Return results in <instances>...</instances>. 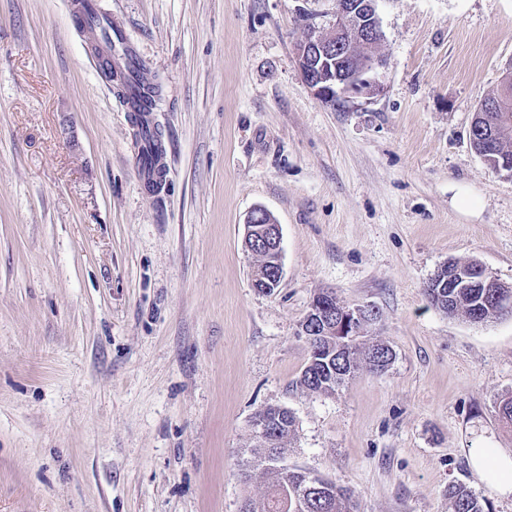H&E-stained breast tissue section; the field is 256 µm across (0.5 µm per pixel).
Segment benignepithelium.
<instances>
[{"label": "benign epithelium", "mask_w": 512, "mask_h": 512, "mask_svg": "<svg viewBox=\"0 0 512 512\" xmlns=\"http://www.w3.org/2000/svg\"><path fill=\"white\" fill-rule=\"evenodd\" d=\"M303 21L306 36L296 45V57L305 83L319 99L336 106L380 92V71L386 60L366 51L383 37L376 0H333L329 10L303 11ZM510 110L512 65L506 70L501 92L480 103L471 128H479L492 141L502 127L512 123ZM245 248L250 252L261 249L274 256L276 281L270 286L277 287L283 273L281 236L269 212L256 209L248 216ZM311 314L316 325L303 335L313 337L320 324L331 333L342 324L363 322L367 308L356 306L336 312L315 299Z\"/></svg>", "instance_id": "benign-epithelium-1"}]
</instances>
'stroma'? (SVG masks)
<instances>
[{
    "mask_svg": "<svg viewBox=\"0 0 512 512\" xmlns=\"http://www.w3.org/2000/svg\"><path fill=\"white\" fill-rule=\"evenodd\" d=\"M161 85L159 193L75 0H0V512H241L268 406L288 464L356 512H452L471 464L512 453V315L474 324L424 288L451 259L512 286V178L469 129L512 64V0H377L378 95L304 82L300 13L332 0H97ZM473 210L459 209L460 194ZM280 226L283 275L252 285L246 220ZM378 316L394 360L332 394L299 378L320 291Z\"/></svg>",
    "mask_w": 512,
    "mask_h": 512,
    "instance_id": "1",
    "label": "stroma"
}]
</instances>
